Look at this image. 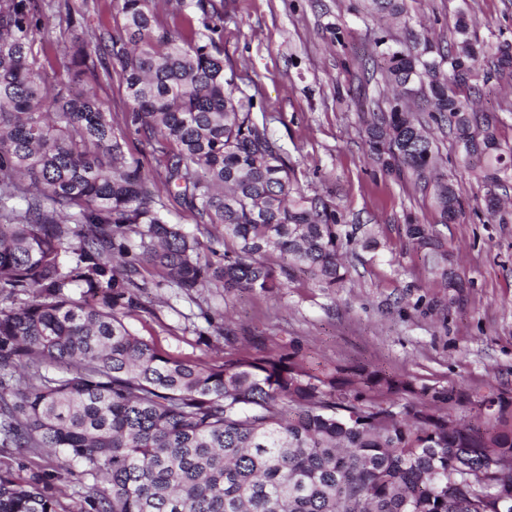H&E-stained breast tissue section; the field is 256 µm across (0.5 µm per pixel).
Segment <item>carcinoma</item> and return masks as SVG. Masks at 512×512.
I'll return each mask as SVG.
<instances>
[{"label":"carcinoma","mask_w":512,"mask_h":512,"mask_svg":"<svg viewBox=\"0 0 512 512\" xmlns=\"http://www.w3.org/2000/svg\"><path fill=\"white\" fill-rule=\"evenodd\" d=\"M116 2L120 23L95 58L57 2L73 52L51 90L40 0H0V447L47 448L59 461L28 477L0 467V512H512V427L499 397L442 390L400 407L391 396L412 386L378 370L315 373L246 348L205 364L131 331L143 268L190 299L207 286L272 294L295 270L339 288L347 268L336 207L292 192L282 149L236 95L215 38L223 16L176 0L165 24L152 0ZM369 2L381 18L404 17V0ZM456 33L438 60L426 46L388 51L383 77L400 97L373 113L365 144L386 171L429 185L438 147L405 103L427 83L495 213L512 152L453 93L477 61L465 19ZM108 57L130 102L121 127L77 86ZM131 130L160 153L164 182L127 160ZM164 193L222 239L204 247L168 223ZM434 200L446 221L464 212L450 180ZM405 231L447 287H463L426 225ZM464 400L486 410L482 424L453 418ZM74 467L103 486L66 507L55 482Z\"/></svg>","instance_id":"1"}]
</instances>
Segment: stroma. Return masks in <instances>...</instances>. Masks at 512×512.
<instances>
[{
    "instance_id": "1",
    "label": "stroma",
    "mask_w": 512,
    "mask_h": 512,
    "mask_svg": "<svg viewBox=\"0 0 512 512\" xmlns=\"http://www.w3.org/2000/svg\"><path fill=\"white\" fill-rule=\"evenodd\" d=\"M212 2L224 16V62L285 152L293 188L335 205L341 231L354 235L340 250L349 278L330 292L298 270L275 295L212 287L191 300L150 277L145 311L128 320L132 331L172 356L209 362L223 361L225 336H248L262 352H294L316 368L366 367L418 389L493 394L509 401L512 420V170L502 178L500 210L489 213L485 187L465 169L447 123L432 118L428 93L412 97L411 111L439 148L436 175L453 180L465 203L448 223L432 189L385 171L363 144L370 112L393 100L381 72L387 49L424 37L432 56L447 53L463 16L481 67L456 95L474 101L511 149L512 69L496 73L492 61L500 43H512V0H405L399 21L373 17L367 0ZM69 4L96 50V34L113 26L109 0ZM82 82L105 110L127 111L119 67ZM409 223L432 229L462 287L431 271L405 236Z\"/></svg>"
}]
</instances>
